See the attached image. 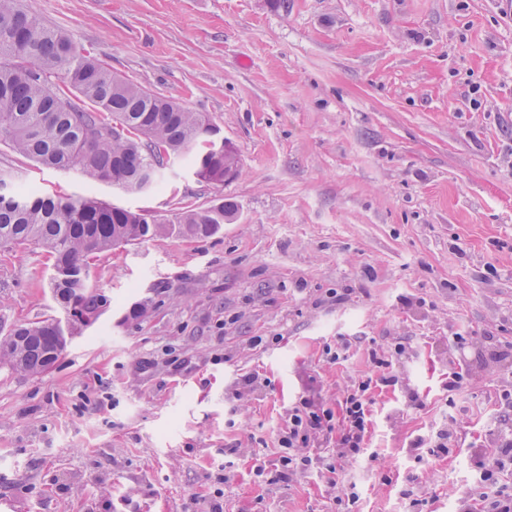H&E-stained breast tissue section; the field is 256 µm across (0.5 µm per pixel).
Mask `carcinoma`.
<instances>
[{"instance_id":"carcinoma-1","label":"carcinoma","mask_w":512,"mask_h":512,"mask_svg":"<svg viewBox=\"0 0 512 512\" xmlns=\"http://www.w3.org/2000/svg\"><path fill=\"white\" fill-rule=\"evenodd\" d=\"M62 75L64 87L51 77ZM127 126L112 136V120ZM54 170L77 168L90 181L156 185L172 159L195 152L197 178L224 183L227 157L211 118L121 80L93 52L0 0V139ZM233 204L182 207L172 220L107 206L92 198L0 192V245H32L54 258L51 288L78 321L98 316L105 296L86 286L89 261L119 245L210 237L234 220ZM54 318L14 325L0 336V365L29 376L48 370L67 343Z\"/></svg>"}]
</instances>
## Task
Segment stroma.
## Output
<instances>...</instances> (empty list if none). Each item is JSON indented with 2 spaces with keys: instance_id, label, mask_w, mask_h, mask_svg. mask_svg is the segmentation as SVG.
<instances>
[{
  "instance_id": "35a3bbf8",
  "label": "stroma",
  "mask_w": 512,
  "mask_h": 512,
  "mask_svg": "<svg viewBox=\"0 0 512 512\" xmlns=\"http://www.w3.org/2000/svg\"><path fill=\"white\" fill-rule=\"evenodd\" d=\"M118 75L207 113L216 186L171 161L130 195L0 140L9 186L159 219L225 201L201 240L89 264L107 303L41 375L0 368V512H464L512 434V9L501 0H20ZM52 257L0 246V322L67 320ZM473 340L466 357L450 343ZM406 348L399 382L371 353ZM338 358H331V350ZM467 377L448 392V374ZM255 375L252 388L241 378ZM371 379L367 455L281 478L301 399ZM419 404L411 406L408 397ZM449 454L416 447L448 419ZM264 465L256 475V465Z\"/></svg>"
}]
</instances>
